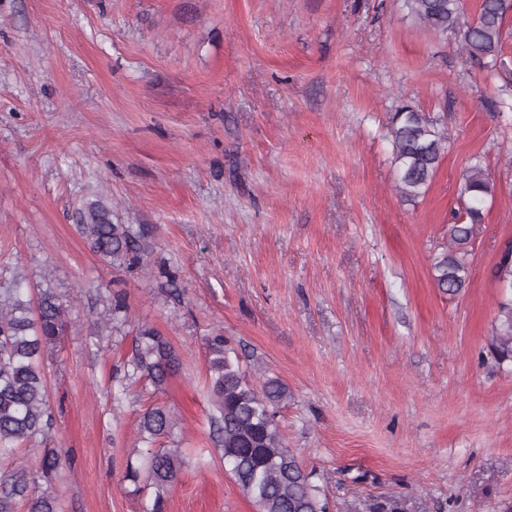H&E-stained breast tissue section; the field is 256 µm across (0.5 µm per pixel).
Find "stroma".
Here are the masks:
<instances>
[{"label": "stroma", "instance_id": "stroma-1", "mask_svg": "<svg viewBox=\"0 0 512 512\" xmlns=\"http://www.w3.org/2000/svg\"><path fill=\"white\" fill-rule=\"evenodd\" d=\"M505 67L467 62L403 0H0V287L69 306L45 371L56 425L8 470L66 461L59 512H142L125 481L139 421L185 464L165 512H256L210 447L205 336L288 388L277 422L327 512H512V365L488 338L512 243V18ZM414 105L451 136L426 194L396 190L389 117ZM494 192L469 286L432 278L462 176ZM99 200L153 227L144 270L75 229ZM121 296L127 317L94 327ZM181 355L161 391L123 385L139 325ZM174 426L173 415L165 406H156L144 412L139 430L146 442L152 443L158 438L171 434Z\"/></svg>", "mask_w": 512, "mask_h": 512}]
</instances>
